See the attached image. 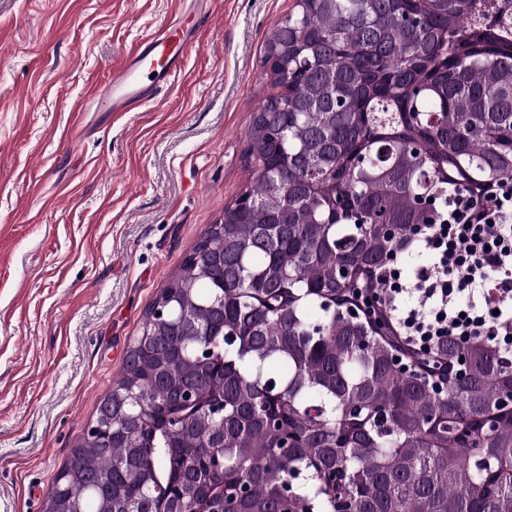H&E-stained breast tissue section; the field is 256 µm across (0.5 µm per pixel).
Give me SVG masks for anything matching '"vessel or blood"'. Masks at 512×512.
<instances>
[{
	"instance_id": "obj_1",
	"label": "vessel or blood",
	"mask_w": 512,
	"mask_h": 512,
	"mask_svg": "<svg viewBox=\"0 0 512 512\" xmlns=\"http://www.w3.org/2000/svg\"><path fill=\"white\" fill-rule=\"evenodd\" d=\"M200 21L171 17L143 39L116 69L99 98L113 112H130L157 100L186 53L198 42Z\"/></svg>"
}]
</instances>
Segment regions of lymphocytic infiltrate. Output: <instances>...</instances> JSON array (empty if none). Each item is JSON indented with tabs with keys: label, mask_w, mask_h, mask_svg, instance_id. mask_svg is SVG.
I'll return each mask as SVG.
<instances>
[{
	"label": "lymphocytic infiltrate",
	"mask_w": 512,
	"mask_h": 512,
	"mask_svg": "<svg viewBox=\"0 0 512 512\" xmlns=\"http://www.w3.org/2000/svg\"><path fill=\"white\" fill-rule=\"evenodd\" d=\"M410 247L419 265L394 259L374 274L376 294L409 345L427 350L445 337L512 342V180L478 197L453 190Z\"/></svg>",
	"instance_id": "lymphocytic-infiltrate-1"
}]
</instances>
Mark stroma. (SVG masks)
Here are the masks:
<instances>
[{"label":"stroma","mask_w":512,"mask_h":512,"mask_svg":"<svg viewBox=\"0 0 512 512\" xmlns=\"http://www.w3.org/2000/svg\"><path fill=\"white\" fill-rule=\"evenodd\" d=\"M295 4L212 0L158 101L120 113L80 106L176 0H0V512H43L158 289L248 182Z\"/></svg>","instance_id":"stroma-1"}]
</instances>
